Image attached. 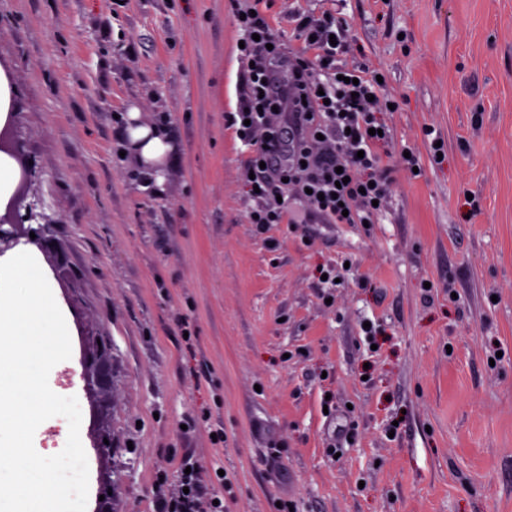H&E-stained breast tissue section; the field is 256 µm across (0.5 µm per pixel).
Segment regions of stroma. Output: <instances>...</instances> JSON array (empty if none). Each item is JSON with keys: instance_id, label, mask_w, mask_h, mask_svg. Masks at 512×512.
I'll return each instance as SVG.
<instances>
[{"instance_id": "obj_1", "label": "stroma", "mask_w": 512, "mask_h": 512, "mask_svg": "<svg viewBox=\"0 0 512 512\" xmlns=\"http://www.w3.org/2000/svg\"><path fill=\"white\" fill-rule=\"evenodd\" d=\"M254 7L293 51L295 14L347 19L396 102L374 224L247 223ZM0 69L87 512H156L187 453L230 512H512V0H0ZM133 104L177 141L161 194L118 153Z\"/></svg>"}]
</instances>
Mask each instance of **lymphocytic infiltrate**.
Here are the masks:
<instances>
[{
	"mask_svg": "<svg viewBox=\"0 0 512 512\" xmlns=\"http://www.w3.org/2000/svg\"><path fill=\"white\" fill-rule=\"evenodd\" d=\"M248 67L239 107L232 116L240 141L251 147L247 188L256 189V232L289 221L361 224L372 220L391 183L381 174L379 151L387 138L379 116L382 85L375 72L343 65L350 50L347 21L325 13L298 17L301 51L286 55L279 32L263 14L237 20ZM288 63L287 79L276 69ZM347 184H340V177ZM192 457L184 490L160 500L157 512H224L203 486Z\"/></svg>",
	"mask_w": 512,
	"mask_h": 512,
	"instance_id": "1",
	"label": "lymphocytic infiltrate"
}]
</instances>
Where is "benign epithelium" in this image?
<instances>
[{"instance_id": "7a95c632", "label": "benign epithelium", "mask_w": 512, "mask_h": 512, "mask_svg": "<svg viewBox=\"0 0 512 512\" xmlns=\"http://www.w3.org/2000/svg\"><path fill=\"white\" fill-rule=\"evenodd\" d=\"M0 152H5L20 161L19 181L16 192L6 201L0 200V256L16 247L20 241L36 245L41 251L49 252L53 248L50 238V225L40 224L38 227L25 226L24 221L43 218L35 212V204L22 205L26 190L31 183L32 167L23 160L22 146L15 138L11 125L0 128ZM25 207V214H20V207ZM35 237H30V234Z\"/></svg>"}]
</instances>
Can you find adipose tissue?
<instances>
[{
    "mask_svg": "<svg viewBox=\"0 0 512 512\" xmlns=\"http://www.w3.org/2000/svg\"><path fill=\"white\" fill-rule=\"evenodd\" d=\"M124 151L130 166L140 172H159L177 156V144L167 125L143 121L138 108H130L121 129Z\"/></svg>",
    "mask_w": 512,
    "mask_h": 512,
    "instance_id": "ef3b65f1",
    "label": "adipose tissue"
}]
</instances>
